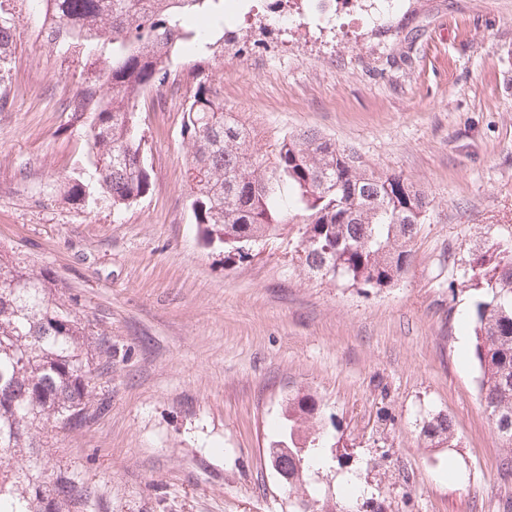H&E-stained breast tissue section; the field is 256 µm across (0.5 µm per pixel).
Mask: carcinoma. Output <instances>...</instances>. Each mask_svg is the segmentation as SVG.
<instances>
[{
	"label": "carcinoma",
	"instance_id": "1",
	"mask_svg": "<svg viewBox=\"0 0 512 512\" xmlns=\"http://www.w3.org/2000/svg\"><path fill=\"white\" fill-rule=\"evenodd\" d=\"M52 5L45 43L86 60L94 79L67 103L82 128L96 192L120 211L143 198L151 177L136 104L169 81L173 59L191 64L184 135L190 206L207 246L246 258L262 242L298 226L309 271L355 288H384L412 260L410 243L424 223L427 197L396 174L367 173L350 152L314 133L285 134L266 154L251 145L245 124L224 108L210 62L224 51V0H41ZM17 27L0 12V81L11 60ZM65 202L93 201L80 177L57 181ZM474 301L472 356L478 389L512 475V248L469 252ZM77 302L25 261L0 252V512H107L95 490L63 472L49 478L42 438L85 428L104 402L96 398L101 360L112 350L93 341L92 323ZM317 402L288 399L276 451L288 492L303 512H325L305 485L297 449L319 445ZM454 422L441 412L424 420L431 448L450 445Z\"/></svg>",
	"mask_w": 512,
	"mask_h": 512
}]
</instances>
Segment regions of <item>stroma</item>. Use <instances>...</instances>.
Listing matches in <instances>:
<instances>
[{
	"label": "stroma",
	"instance_id": "obj_1",
	"mask_svg": "<svg viewBox=\"0 0 512 512\" xmlns=\"http://www.w3.org/2000/svg\"><path fill=\"white\" fill-rule=\"evenodd\" d=\"M224 0V105L260 150L314 131L430 199L402 277L362 290L309 273L285 236L230 257L201 241L186 181L184 86L138 106L152 186L113 211L52 197L87 168L67 100L80 58L49 48L36 0H0L20 36L0 87V249L56 281L112 348L107 409L47 437L108 512H294L266 450L289 396L327 443L306 483L338 512H507L512 481L462 318L473 245L512 244V0ZM452 447H426L432 413ZM456 473H449L448 464ZM363 490L347 502L346 479ZM454 422L448 414L438 412L424 420L421 437L427 447L438 448L442 445L452 446L454 440Z\"/></svg>",
	"mask_w": 512,
	"mask_h": 512
}]
</instances>
